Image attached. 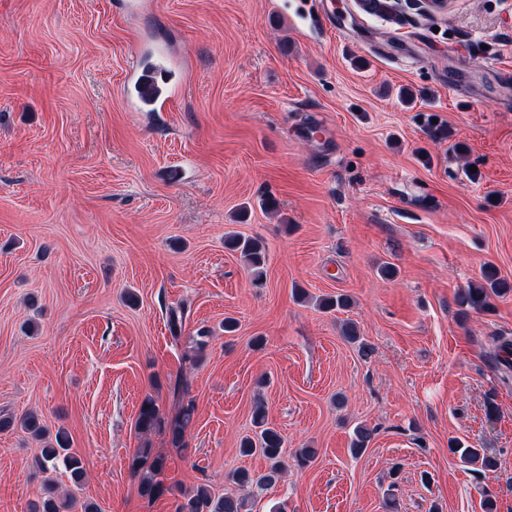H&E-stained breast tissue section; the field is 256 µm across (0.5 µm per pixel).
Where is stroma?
<instances>
[{
    "label": "stroma",
    "instance_id": "obj_1",
    "mask_svg": "<svg viewBox=\"0 0 512 512\" xmlns=\"http://www.w3.org/2000/svg\"><path fill=\"white\" fill-rule=\"evenodd\" d=\"M140 2L0 0V417L65 430L85 476L57 473V492L99 512H174L141 495L142 448L165 484L235 492L233 471L267 467L239 450L259 401L288 467L251 512H512V368L492 357L512 293L457 302L486 269L512 283V0L433 17L401 0L389 18L356 0ZM156 47L181 85L140 112L125 79ZM230 232L265 242L263 287ZM339 293L349 308L313 304ZM179 377L183 451L136 428L148 396L174 418ZM358 425L373 435L355 457ZM42 446L0 431V512L39 499Z\"/></svg>",
    "mask_w": 512,
    "mask_h": 512
}]
</instances>
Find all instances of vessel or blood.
Here are the masks:
<instances>
[{"label":"vessel or blood","instance_id":"vessel-or-blood-1","mask_svg":"<svg viewBox=\"0 0 512 512\" xmlns=\"http://www.w3.org/2000/svg\"><path fill=\"white\" fill-rule=\"evenodd\" d=\"M180 85L178 71L166 52L159 51L149 59L137 61L126 87L127 99L140 109L166 111Z\"/></svg>","mask_w":512,"mask_h":512}]
</instances>
